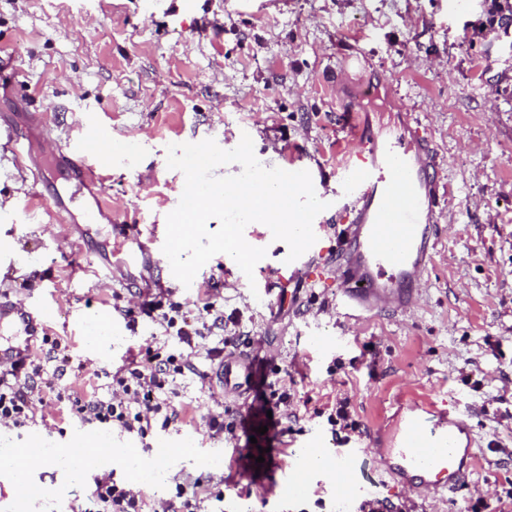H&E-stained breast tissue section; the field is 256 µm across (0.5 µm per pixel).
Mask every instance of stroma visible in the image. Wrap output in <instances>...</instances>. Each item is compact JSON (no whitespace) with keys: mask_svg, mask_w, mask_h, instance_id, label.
Instances as JSON below:
<instances>
[{"mask_svg":"<svg viewBox=\"0 0 512 512\" xmlns=\"http://www.w3.org/2000/svg\"><path fill=\"white\" fill-rule=\"evenodd\" d=\"M493 8V0H210L202 14L175 15L169 0H0V128L32 151L17 164L11 141L0 138V199L17 202L0 210V244L10 252L0 259V300L48 311L37 333L57 341L37 353L35 382L45 392L33 421L0 427V448L35 436L61 448L92 434L52 387L106 397L112 373L146 348L179 352L157 322L128 308L151 298L176 303L198 327L204 302L215 299L228 331L243 338L238 352L261 372L252 390L227 395L197 355L198 374L176 379L177 424L144 442L108 429L113 445H135L147 462L158 445L177 449L159 464L160 485L143 487L150 503L203 475L204 512H358L374 497L402 512H512V33L492 23ZM348 55L356 63L337 81ZM378 76L392 89L357 100L355 122L387 134L411 114L451 186L416 305L338 315L332 258L337 232L353 222L338 207L316 216L322 253L296 283L280 269L287 244L259 224L244 230L266 250L252 275L217 254L192 286L178 281L162 251L185 180L167 166L169 145L212 139L231 150L249 134L262 166L309 171L315 192L331 201L345 190L348 165L340 99ZM90 125L123 148L102 176L76 185L79 161L62 155L64 179L38 178L48 143L75 141ZM54 195L68 224L40 203ZM99 199L97 222L84 223L83 209ZM105 312L113 339L89 348L88 320ZM318 336L336 337L335 349L321 350ZM273 382L291 394L288 417L254 440L265 461L245 472L235 458L248 434L234 442L211 435L206 418L239 419ZM429 398L465 419L476 457L471 486L437 502L377 463L408 404ZM341 399L356 430L328 421ZM313 439L332 451L359 447L364 490L343 499L316 478L304 499L287 498L290 454ZM183 447L191 455H180ZM34 480L38 512H70L92 477L74 480L53 462Z\"/></svg>","mask_w":512,"mask_h":512,"instance_id":"obj_1","label":"stroma"}]
</instances>
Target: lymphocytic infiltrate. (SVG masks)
<instances>
[{"label":"lymphocytic infiltrate","mask_w":512,"mask_h":512,"mask_svg":"<svg viewBox=\"0 0 512 512\" xmlns=\"http://www.w3.org/2000/svg\"><path fill=\"white\" fill-rule=\"evenodd\" d=\"M146 314H158L166 335L184 349L176 355L148 354L145 364L129 368L125 374L113 375L109 398L67 396L57 393V400L69 403L71 414L81 424L118 427L147 438L156 427H168L179 416L175 402L177 390L172 377L195 372L192 352L201 346L203 334L189 323H178L163 312L159 304L141 305ZM36 385L31 375L14 379L0 378V425L21 428L27 425L32 411ZM147 501L141 491L117 480L109 473L95 475L80 512H145Z\"/></svg>","instance_id":"lymphocytic-infiltrate-1"}]
</instances>
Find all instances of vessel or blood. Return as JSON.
Here are the masks:
<instances>
[{
  "label": "vessel or blood",
  "instance_id": "vessel-or-blood-1",
  "mask_svg": "<svg viewBox=\"0 0 512 512\" xmlns=\"http://www.w3.org/2000/svg\"><path fill=\"white\" fill-rule=\"evenodd\" d=\"M353 139L357 151L350 167L352 191L341 204L355 212L356 222L336 240L339 312L347 318L403 312L416 304L425 263L436 246L433 226L444 199L441 165L431 141L410 128L385 139L358 130ZM105 140L96 131L64 146L53 143L46 158L75 154L92 176L109 156ZM36 319L24 307L0 302V368L31 348ZM252 374L251 359L239 356L220 363L215 377L228 393L242 390ZM469 435L464 420L452 410L438 411L431 418L413 405L382 464L407 490L433 496L454 492L469 485L474 469ZM359 460L355 449L330 457L329 475L338 493L348 494L356 487ZM309 487L308 457L291 461L284 494L298 500L307 496Z\"/></svg>",
  "mask_w": 512,
  "mask_h": 512
}]
</instances>
